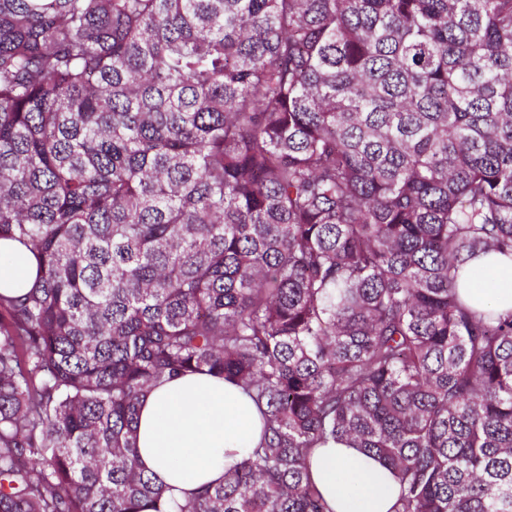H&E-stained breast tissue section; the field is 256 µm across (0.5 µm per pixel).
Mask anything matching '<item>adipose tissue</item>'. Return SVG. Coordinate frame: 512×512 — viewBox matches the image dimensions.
Wrapping results in <instances>:
<instances>
[{"instance_id": "ef3b65f1", "label": "adipose tissue", "mask_w": 512, "mask_h": 512, "mask_svg": "<svg viewBox=\"0 0 512 512\" xmlns=\"http://www.w3.org/2000/svg\"><path fill=\"white\" fill-rule=\"evenodd\" d=\"M21 244L0 241V293L25 292L35 266ZM459 292L474 307L512 311V260L481 256L469 262ZM140 462L156 483L186 498L197 487L223 480L260 440L262 423L252 399L223 379L195 374L156 386L137 424ZM310 475L332 512H390L398 483L377 457L345 443L314 449Z\"/></svg>"}]
</instances>
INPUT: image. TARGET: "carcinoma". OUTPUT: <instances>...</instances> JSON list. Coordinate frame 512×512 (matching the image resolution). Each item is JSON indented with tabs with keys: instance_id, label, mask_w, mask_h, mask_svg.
Listing matches in <instances>:
<instances>
[{
	"instance_id": "carcinoma-1",
	"label": "carcinoma",
	"mask_w": 512,
	"mask_h": 512,
	"mask_svg": "<svg viewBox=\"0 0 512 512\" xmlns=\"http://www.w3.org/2000/svg\"><path fill=\"white\" fill-rule=\"evenodd\" d=\"M0 512H512V0H0ZM207 372L258 444L189 497L140 468L155 386ZM468 280L460 279V294L474 307L494 306L499 312L512 311V260L500 255L471 260ZM35 275V266L27 258L15 263H8L7 267L0 264V293L5 295H20L27 290V286ZM310 475L332 512H390L398 494L393 472L380 459L346 443L315 448ZM344 475L358 485L356 496L344 490Z\"/></svg>"
}]
</instances>
